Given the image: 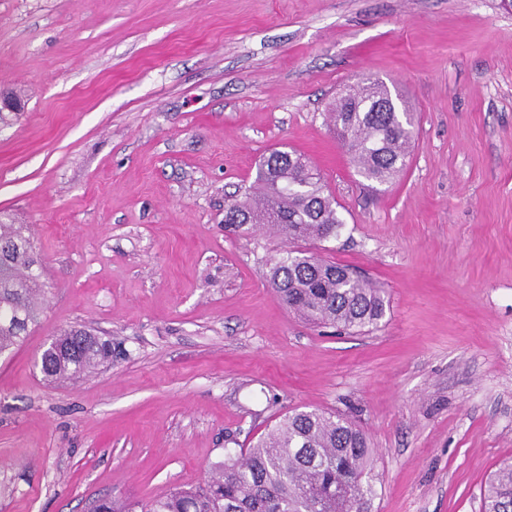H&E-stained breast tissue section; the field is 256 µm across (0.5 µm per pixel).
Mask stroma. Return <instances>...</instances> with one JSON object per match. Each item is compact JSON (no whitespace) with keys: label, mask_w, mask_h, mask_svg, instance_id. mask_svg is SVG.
<instances>
[{"label":"stroma","mask_w":512,"mask_h":512,"mask_svg":"<svg viewBox=\"0 0 512 512\" xmlns=\"http://www.w3.org/2000/svg\"><path fill=\"white\" fill-rule=\"evenodd\" d=\"M384 82L409 165L368 187L327 108ZM0 215L48 288L0 358V512H92L204 484L294 409L349 416L369 512H480L512 459V8L502 0H0ZM303 155L344 224L314 245L383 288L337 336L274 294L283 243L224 227L271 150ZM94 330L77 384L35 360ZM63 348L66 350L61 353ZM44 351L54 354L44 356L41 368L44 379L50 382L82 379L112 357L109 345L88 331L72 328L61 330Z\"/></svg>","instance_id":"35a3bbf8"}]
</instances>
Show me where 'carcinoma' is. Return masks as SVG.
I'll return each instance as SVG.
<instances>
[{"label": "carcinoma", "instance_id": "carcinoma-1", "mask_svg": "<svg viewBox=\"0 0 512 512\" xmlns=\"http://www.w3.org/2000/svg\"><path fill=\"white\" fill-rule=\"evenodd\" d=\"M365 93L354 88L331 109L338 136L359 175L386 184L407 163L414 138V113L398 111L382 82ZM224 223L269 226L288 244L274 260L269 283L275 295L317 325L361 334L385 316L382 291L305 245L337 236L343 224L335 198L308 161L275 149L263 158L256 181L242 200L224 207ZM0 355L24 341L39 321L36 297L45 291L42 266L29 226L0 222ZM60 355L44 356L45 380L76 381L112 357L109 345L90 332L63 329ZM373 468L366 434L347 418L323 410H296L265 438L224 463L202 486L175 488L148 503L110 498L96 512H366ZM482 512H512V461L502 462L483 490Z\"/></svg>", "mask_w": 512, "mask_h": 512}]
</instances>
